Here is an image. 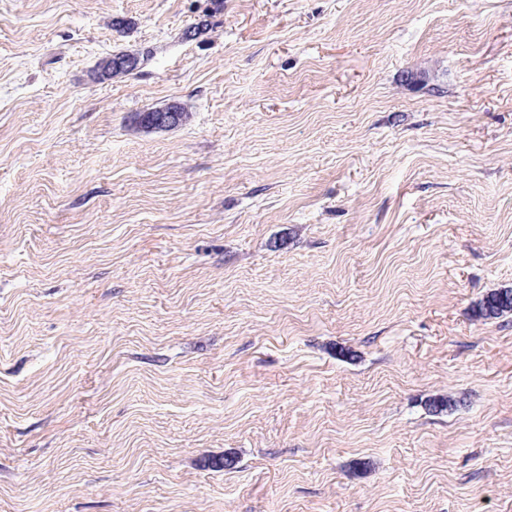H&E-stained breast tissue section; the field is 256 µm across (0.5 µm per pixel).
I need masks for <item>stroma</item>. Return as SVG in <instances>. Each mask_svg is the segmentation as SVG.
<instances>
[{"instance_id":"obj_1","label":"stroma","mask_w":512,"mask_h":512,"mask_svg":"<svg viewBox=\"0 0 512 512\" xmlns=\"http://www.w3.org/2000/svg\"><path fill=\"white\" fill-rule=\"evenodd\" d=\"M504 287L512 0H0V512H512ZM108 62L112 65V67L119 69H112L102 71L100 68L98 69L99 63L97 65V73L101 79H112L115 77H122L130 74H133L138 69V62L131 57H121V56H113L107 59ZM123 69V70H121ZM125 70V71H124ZM128 73H127V72ZM510 313H512V289L508 288L492 291L478 306V314L485 320L498 319Z\"/></svg>"}]
</instances>
